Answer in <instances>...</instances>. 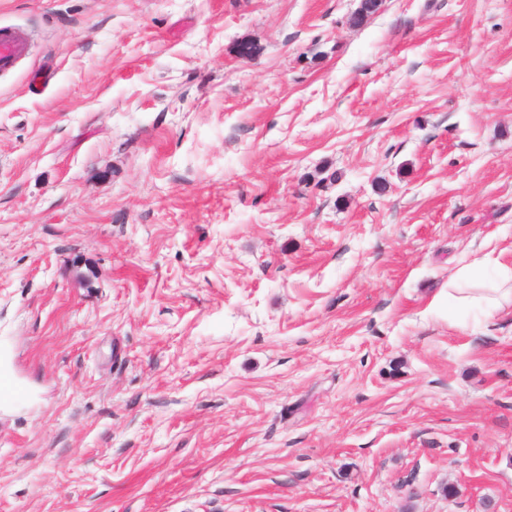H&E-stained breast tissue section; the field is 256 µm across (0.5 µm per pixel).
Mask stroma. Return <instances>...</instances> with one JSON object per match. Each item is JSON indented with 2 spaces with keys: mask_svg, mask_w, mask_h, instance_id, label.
<instances>
[{
  "mask_svg": "<svg viewBox=\"0 0 512 512\" xmlns=\"http://www.w3.org/2000/svg\"><path fill=\"white\" fill-rule=\"evenodd\" d=\"M0 0V512H512V0ZM28 51V42L21 32L0 28V72L14 68ZM490 261V253H471L457 262L448 281V310L479 309L486 315L512 305V267L497 261V270L485 284L475 277L483 272Z\"/></svg>",
  "mask_w": 512,
  "mask_h": 512,
  "instance_id": "1",
  "label": "stroma"
}]
</instances>
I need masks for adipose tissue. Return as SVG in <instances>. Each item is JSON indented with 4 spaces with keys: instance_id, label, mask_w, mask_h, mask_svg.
Masks as SVG:
<instances>
[{
    "instance_id": "1",
    "label": "adipose tissue",
    "mask_w": 512,
    "mask_h": 512,
    "mask_svg": "<svg viewBox=\"0 0 512 512\" xmlns=\"http://www.w3.org/2000/svg\"><path fill=\"white\" fill-rule=\"evenodd\" d=\"M489 255L473 253L460 258L448 281V307L455 311L481 310L490 315L512 304V267L498 264L488 282L476 283V276L483 272Z\"/></svg>"
}]
</instances>
